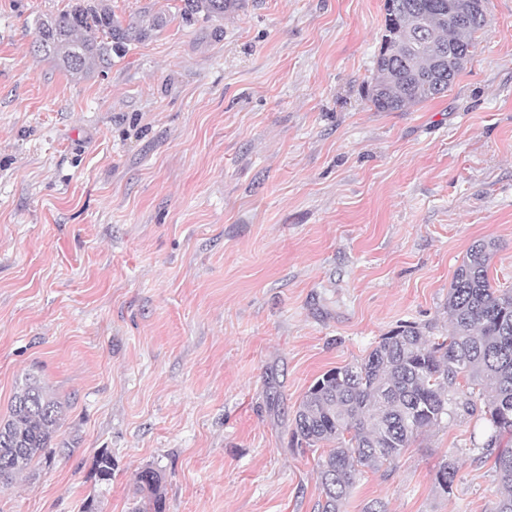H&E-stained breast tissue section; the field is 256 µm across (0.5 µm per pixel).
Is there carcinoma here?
Segmentation results:
<instances>
[{
	"mask_svg": "<svg viewBox=\"0 0 512 512\" xmlns=\"http://www.w3.org/2000/svg\"><path fill=\"white\" fill-rule=\"evenodd\" d=\"M395 22L384 28L367 97L378 112H403L448 91L475 47L474 35L486 17L468 14L448 23V0H391ZM239 0H184L182 19L221 18ZM53 30L39 23L34 51L81 76L104 73L128 45L145 39L160 19L123 21L105 4L78 0L52 18ZM460 62L448 69V51ZM494 244L472 245L448 289L451 332L425 340L420 328L404 324L382 337L361 361L332 369L309 387L295 413L293 438L307 447L330 446L318 462L322 487L319 512H343L357 475L394 465L403 449L425 428L452 413L450 393L460 378L490 388L485 403L484 447L498 449L495 472L501 496L495 512H512V288H497L488 277ZM62 406L41 384L27 378L0 420V484L11 482L32 463L50 454ZM93 470L101 482L112 479V454L100 450ZM453 460L444 462L435 481L450 493L456 478ZM162 480L153 469L137 477L141 493L134 512H163Z\"/></svg>",
	"mask_w": 512,
	"mask_h": 512,
	"instance_id": "cac0c4a2",
	"label": "carcinoma"
}]
</instances>
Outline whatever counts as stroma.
Wrapping results in <instances>:
<instances>
[{
  "mask_svg": "<svg viewBox=\"0 0 512 512\" xmlns=\"http://www.w3.org/2000/svg\"><path fill=\"white\" fill-rule=\"evenodd\" d=\"M106 2L164 24L76 78L32 50L74 0H0V418L29 376L63 406L0 512H131L147 468L164 512H318L319 454L291 444L313 381L402 324L447 335L477 241L512 286V0H490L448 92L405 112L364 92L383 0L191 23L182 0ZM474 400L358 476L344 512H493Z\"/></svg>",
  "mask_w": 512,
  "mask_h": 512,
  "instance_id": "obj_1",
  "label": "stroma"
}]
</instances>
